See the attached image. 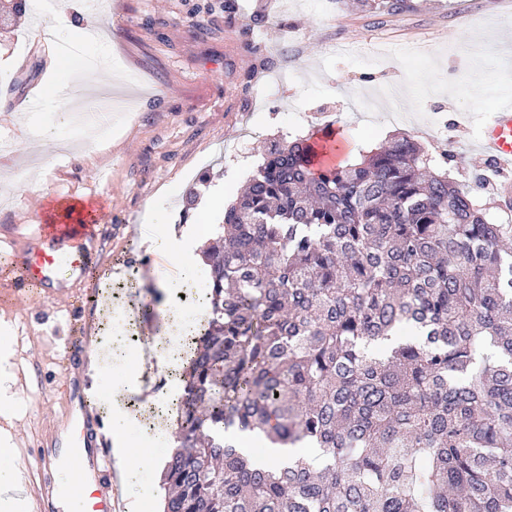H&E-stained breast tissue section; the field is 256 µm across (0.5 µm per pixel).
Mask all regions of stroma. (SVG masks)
<instances>
[{"label":"stroma","instance_id":"obj_1","mask_svg":"<svg viewBox=\"0 0 512 512\" xmlns=\"http://www.w3.org/2000/svg\"><path fill=\"white\" fill-rule=\"evenodd\" d=\"M353 2L279 0L269 12L263 0H101L99 27L112 42L113 61L131 76L123 109L82 100V84L109 77L108 68L89 66V46L61 37L41 51L26 27L0 24V141L13 146L0 160V236H12L17 249L33 247L27 224L35 204L52 207L60 194L95 197L108 213L90 278H69L63 294H19L0 306L23 330L0 334V346L13 353L12 373L40 381L13 396L20 439L36 441L63 412L64 372L49 341L62 308L84 309L95 362L83 376L100 403L130 372L127 350L104 345V320H111L113 335L133 326L145 337L169 333L176 316L207 318V308L195 303L207 286L206 266L186 272L144 241L182 221L221 222L215 196L232 202L272 141L331 123L346 162L405 134L432 157L451 150L449 177L473 183L481 163L473 147L500 92L512 89V64L492 51L512 43V0H409V11L382 18ZM414 44L432 45L433 52L404 55L403 47ZM360 45L365 53L350 54ZM61 60L81 80L71 103L32 111ZM273 63L282 64L287 84L258 95ZM389 84L403 91L402 113L385 104L367 109L366 100ZM87 112L111 114L106 142L83 137ZM37 139L44 152L34 158L23 148ZM32 168L41 173L43 196L26 189L22 175ZM104 273L112 276L108 311L86 300L88 290H100ZM160 279L168 288L157 287ZM125 434L151 460L118 480L120 502L159 512L172 443L138 422Z\"/></svg>","mask_w":512,"mask_h":512}]
</instances>
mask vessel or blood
Listing matches in <instances>:
<instances>
[{"instance_id":"1","label":"vessel or blood","mask_w":512,"mask_h":512,"mask_svg":"<svg viewBox=\"0 0 512 512\" xmlns=\"http://www.w3.org/2000/svg\"><path fill=\"white\" fill-rule=\"evenodd\" d=\"M480 153L493 164L512 170V94H505L492 122L479 143ZM32 235L37 247L16 251L13 241L0 238V254L9 263L0 268V301L8 302L20 290H47L55 281L59 265H67L77 276L86 275L95 264L101 211H92L83 222L64 216L36 211L32 216ZM88 339H65L61 360L67 371L65 411L60 421L38 438L29 450L25 484L31 512H64L67 490L52 477L53 472L74 468L83 473L92 491L93 512H122L115 496V475L110 459L101 446L97 424L81 382L79 368L86 360Z\"/></svg>"}]
</instances>
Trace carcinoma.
Wrapping results in <instances>:
<instances>
[{
	"label": "carcinoma",
	"mask_w": 512,
	"mask_h": 512,
	"mask_svg": "<svg viewBox=\"0 0 512 512\" xmlns=\"http://www.w3.org/2000/svg\"><path fill=\"white\" fill-rule=\"evenodd\" d=\"M312 155L274 142L202 252L162 512H512V224L408 136ZM261 443L264 445L265 452L261 458L258 459L260 463H271V462H281L288 460V457L295 452L294 448H279L278 446L270 445L267 442H261L255 440L251 436L244 435L241 439V447L239 448L244 453L250 454L253 456V449L256 444Z\"/></svg>",
	"instance_id": "1"
}]
</instances>
